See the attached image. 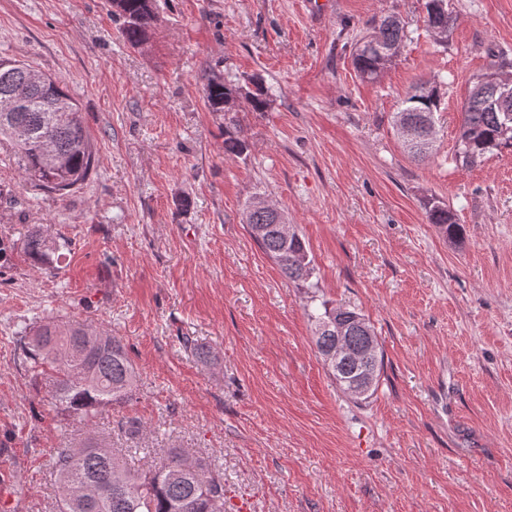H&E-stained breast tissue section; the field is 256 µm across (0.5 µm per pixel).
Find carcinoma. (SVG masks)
I'll use <instances>...</instances> for the list:
<instances>
[{"label":"carcinoma","mask_w":512,"mask_h":512,"mask_svg":"<svg viewBox=\"0 0 512 512\" xmlns=\"http://www.w3.org/2000/svg\"><path fill=\"white\" fill-rule=\"evenodd\" d=\"M112 16L121 37L132 47L146 43L157 16L153 0H111ZM429 27L443 31L453 25L448 0H426ZM406 38L404 24L395 14L373 21L372 30L355 47L353 64L361 77L380 79L388 66L382 55ZM32 66L0 59V143L9 144L17 158L23 180L47 195L64 197L84 184L94 173L93 143L82 112L69 92L52 77L32 85L27 96L11 102L16 88L27 81ZM209 107L224 113V153L240 157L249 144L236 112L243 102L252 111L264 112L267 100L261 87L250 90L221 78L206 85ZM438 86L419 83L411 87L395 116V125L407 124L411 136L402 143L415 159L432 150L440 110ZM512 147V118L484 105L474 91L463 106L455 159L472 167L487 155ZM427 221L449 241L463 240L462 225L444 202L431 198ZM247 226L265 228L256 243L282 274L309 293L307 316L313 326L312 343L321 361L336 349V327L348 352L337 363L325 366L341 391L353 400L366 401L376 392L384 366V353L374 327L359 309L332 306L313 291V260L305 242L293 231L283 236L278 210L246 209ZM51 247L39 232L24 242V252L37 264L49 260ZM22 351L33 376L46 389L51 404L69 415L89 421L99 410L133 399L138 376L121 342L108 330L79 320H49L24 329ZM370 356H361L365 348ZM371 367L372 384L362 393L349 387ZM57 512H224V477L202 457L183 448H172L166 461L133 469L104 440L88 434L84 440L57 449Z\"/></svg>","instance_id":"carcinoma-1"}]
</instances>
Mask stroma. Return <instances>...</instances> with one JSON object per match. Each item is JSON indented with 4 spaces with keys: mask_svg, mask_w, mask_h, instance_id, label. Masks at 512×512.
Segmentation results:
<instances>
[{
    "mask_svg": "<svg viewBox=\"0 0 512 512\" xmlns=\"http://www.w3.org/2000/svg\"><path fill=\"white\" fill-rule=\"evenodd\" d=\"M157 0L145 47L110 0H0V56L78 101L96 169L60 198L26 184L0 145V512H56L52 462L73 434L135 449L139 467L184 448L224 475V512H512V149L455 161L461 109L492 53L512 61V0H448L439 43L425 0ZM406 23L376 82L352 65L369 22ZM260 80L241 106L249 151L224 153L208 77ZM441 84L437 140L404 152L394 114L412 85ZM262 195L294 224L313 283L361 309L384 351L375 395L354 403L311 342L306 296L243 222ZM448 204L445 240L424 205ZM41 230L61 249L32 262ZM48 318L120 338L139 392L90 422L52 406L16 341ZM213 352L206 366L183 345ZM141 424L138 435L125 423ZM427 221L434 224L439 232L450 242L459 243L463 240L464 231L461 224H457L454 214L444 202L431 198L426 207ZM23 249L35 263L46 264L49 260V251L56 250V247L52 249L41 233L36 231L27 237Z\"/></svg>",
    "mask_w": 512,
    "mask_h": 512,
    "instance_id": "stroma-1",
    "label": "stroma"
}]
</instances>
